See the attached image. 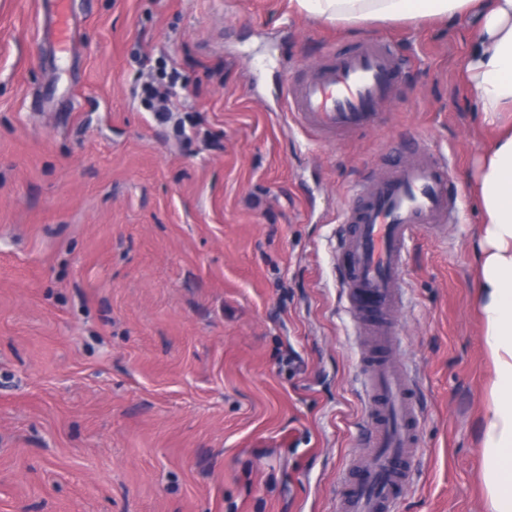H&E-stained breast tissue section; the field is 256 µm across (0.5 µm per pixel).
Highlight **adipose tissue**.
<instances>
[{
  "mask_svg": "<svg viewBox=\"0 0 512 512\" xmlns=\"http://www.w3.org/2000/svg\"><path fill=\"white\" fill-rule=\"evenodd\" d=\"M291 11L331 26L474 19L478 33L464 77L493 131L480 161L476 203L482 214L476 299L492 364L490 404L478 450L491 512H512V0H288Z\"/></svg>",
  "mask_w": 512,
  "mask_h": 512,
  "instance_id": "obj_1",
  "label": "adipose tissue"
}]
</instances>
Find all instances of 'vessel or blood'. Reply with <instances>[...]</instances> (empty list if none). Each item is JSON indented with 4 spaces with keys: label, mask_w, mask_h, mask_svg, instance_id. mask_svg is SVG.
<instances>
[{
    "label": "vessel or blood",
    "mask_w": 512,
    "mask_h": 512,
    "mask_svg": "<svg viewBox=\"0 0 512 512\" xmlns=\"http://www.w3.org/2000/svg\"><path fill=\"white\" fill-rule=\"evenodd\" d=\"M408 66L390 41L364 39L283 83L280 109L316 138L352 136L381 121ZM450 168L441 149L411 144L386 171L362 180L341 213L336 277L357 335L371 342L358 371L371 415L369 450L341 471L336 512H397L398 490L416 478L423 413L414 399L416 379L390 357L393 311L404 294L402 272L414 233L443 227L459 208Z\"/></svg>",
    "instance_id": "1"
}]
</instances>
